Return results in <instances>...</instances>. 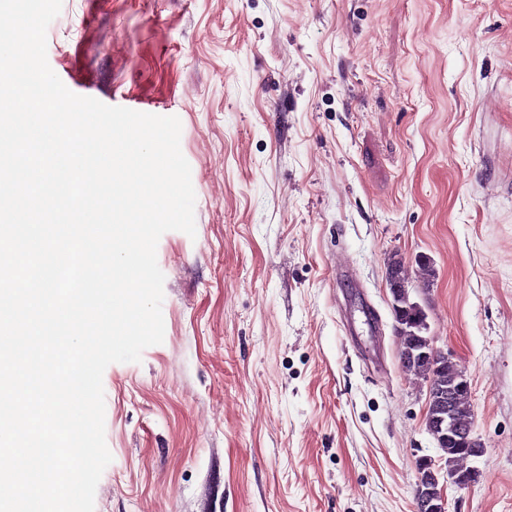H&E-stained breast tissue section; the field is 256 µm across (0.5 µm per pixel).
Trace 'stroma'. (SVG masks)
Segmentation results:
<instances>
[{"label":"stroma","instance_id":"stroma-1","mask_svg":"<svg viewBox=\"0 0 512 512\" xmlns=\"http://www.w3.org/2000/svg\"><path fill=\"white\" fill-rule=\"evenodd\" d=\"M47 61L178 117L195 191L156 248L162 343L103 374L95 512H416L441 451L394 252L434 268L410 297L484 446L448 512H512V0H62ZM426 469V470H425ZM419 478L428 482L417 484V497L426 496L429 498H439L442 492V485L431 481L439 482V468L431 460H424L419 464Z\"/></svg>","mask_w":512,"mask_h":512}]
</instances>
